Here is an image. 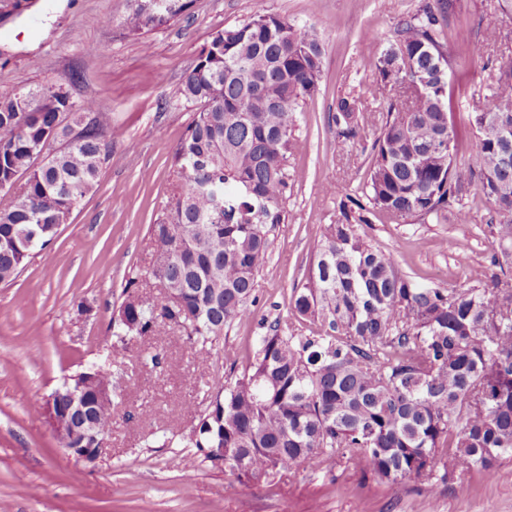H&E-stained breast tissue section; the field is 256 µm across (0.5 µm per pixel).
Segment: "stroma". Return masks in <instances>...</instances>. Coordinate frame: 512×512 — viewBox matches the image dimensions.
I'll return each instance as SVG.
<instances>
[{"mask_svg": "<svg viewBox=\"0 0 512 512\" xmlns=\"http://www.w3.org/2000/svg\"><path fill=\"white\" fill-rule=\"evenodd\" d=\"M422 2L193 0L168 27L135 35L123 24L124 0H35L0 23V88L62 86L74 100H97L117 131L98 190L15 280L0 283V512H512V459L492 479L462 472L461 493L383 483L345 462L251 486L178 443L230 377L225 350L246 363L266 323L292 322L289 298L305 281L325 225L341 219L347 197L362 198L370 144L338 147L336 100L363 97L367 131L381 126L385 103L365 97L375 79L369 61ZM264 12L315 30L324 55L318 92L294 114L293 188L257 278L256 316L234 323L204 353L176 332L134 336L112 351L113 311L127 279L151 264L150 226L169 196L172 153L194 114L179 93L183 77L212 33ZM461 19L482 50L452 49L449 119L460 127L471 93L490 90L512 64V10L499 0H463ZM102 55L108 66L100 65ZM329 184L338 194L326 193ZM365 216L358 233L393 252L400 271L422 283L464 288L474 275L500 273L497 215L484 198L475 199L466 222L451 215L397 224L374 210ZM107 355L119 405L106 454L87 464L61 446L32 405Z\"/></svg>", "mask_w": 512, "mask_h": 512, "instance_id": "obj_1", "label": "stroma"}]
</instances>
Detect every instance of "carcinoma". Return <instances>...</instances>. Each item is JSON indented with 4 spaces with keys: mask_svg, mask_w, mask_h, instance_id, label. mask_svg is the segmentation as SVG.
Instances as JSON below:
<instances>
[{
    "mask_svg": "<svg viewBox=\"0 0 512 512\" xmlns=\"http://www.w3.org/2000/svg\"><path fill=\"white\" fill-rule=\"evenodd\" d=\"M127 0L125 27L140 34L169 25L192 0ZM460 0L424 5L396 29L375 61L372 95L404 84L372 133L367 200L398 223H423L466 199L495 206L502 276L448 290L400 273L395 256L356 229L363 217L324 228L320 248L289 307L294 323H275L243 370L224 381L185 436L204 462L224 449V470L259 485L273 474L336 460L361 463L387 483L455 485L477 468L490 476L512 457V66L470 112L480 134L465 154L448 121V46L463 42ZM317 34L288 18L259 13L215 32L184 76L180 95L195 107L174 150L178 180L152 224L154 262L130 278L112 322L113 347L129 336L179 331L208 343L256 315L257 275L269 235L286 221L293 112L314 96L322 74ZM360 98L336 99V141L362 137ZM112 119L100 104L73 100L52 83L0 89V282L14 280L35 251L95 192L112 154ZM453 149H448V140ZM155 283L148 300L142 289ZM77 427L102 439L112 408L77 412Z\"/></svg>",
    "mask_w": 512,
    "mask_h": 512,
    "instance_id": "1",
    "label": "carcinoma"
}]
</instances>
